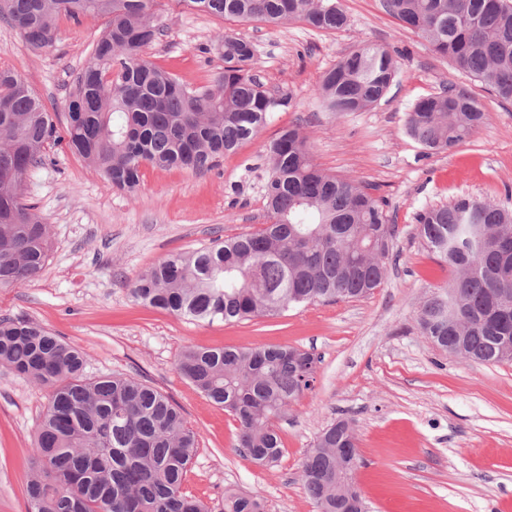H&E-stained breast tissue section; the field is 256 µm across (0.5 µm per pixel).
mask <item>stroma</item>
Segmentation results:
<instances>
[{
    "label": "stroma",
    "mask_w": 512,
    "mask_h": 512,
    "mask_svg": "<svg viewBox=\"0 0 512 512\" xmlns=\"http://www.w3.org/2000/svg\"><path fill=\"white\" fill-rule=\"evenodd\" d=\"M342 6L347 26L326 32L298 21H227L155 0L164 33L144 48L145 58L187 86H203L224 67L211 46L229 31L255 45L252 72L265 90L290 95L292 105L211 171L143 167L135 197L113 190L70 152L50 148L47 162L28 173L24 194L46 218L52 249L37 280L0 288V317L37 321L78 346L88 377L124 374L168 395L198 439L183 489L211 512H222L228 489L259 495L265 512H315L299 464L340 418L357 439L354 481L368 512H512V362L472 364L422 335L417 310L451 273L416 231L418 212L452 199L503 201L512 186V103L434 54L380 0ZM59 27L56 43L35 51L0 23V68L61 114L102 26L63 20ZM364 42L397 54L385 97L338 119L320 112L313 90L323 73ZM449 83L468 88L489 120L452 152L428 155L407 134L406 114ZM288 126L303 132L320 168L368 183L385 199L396 236L382 287L362 299L303 304L232 324L188 321L135 301L137 275L168 254L266 223L265 146ZM265 345L298 347L320 359L312 390L277 423L283 454L270 468L239 455L233 416L176 366L187 346ZM45 404L43 389L0 367V512L26 510L28 462Z\"/></svg>",
    "instance_id": "stroma-1"
}]
</instances>
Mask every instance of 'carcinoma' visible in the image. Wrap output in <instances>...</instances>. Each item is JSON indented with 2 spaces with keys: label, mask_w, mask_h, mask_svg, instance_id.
<instances>
[{
  "label": "carcinoma",
  "mask_w": 512,
  "mask_h": 512,
  "mask_svg": "<svg viewBox=\"0 0 512 512\" xmlns=\"http://www.w3.org/2000/svg\"><path fill=\"white\" fill-rule=\"evenodd\" d=\"M153 0H0V21L25 43H55L62 19L103 21L92 62L75 79L65 120L55 123L25 82L0 69V287L36 279L51 250L46 219L24 201L23 182L61 146L112 187L134 196L141 168L209 171L291 106L250 74L255 46L234 34L217 42L224 72L183 84L142 57L161 35ZM229 20L300 21L323 31L347 24L340 0H178ZM383 10L504 102H512V0H381ZM398 62L363 44L327 70L314 96L342 116L385 96ZM489 119L455 84L420 98L407 130L424 149L450 150ZM269 223L255 232L167 255L133 282L145 306L196 322L279 316L313 302L359 299L381 287L395 225L370 187L312 161L306 138L287 127L266 148ZM428 251L455 273L418 310L422 332L448 354L478 364L512 361V207L460 197L417 214ZM319 358L290 346L184 348L178 369L238 422L236 448L259 466L282 455L273 420L312 388ZM0 366L47 391L35 431L26 512H211L183 491L195 433L160 390L131 376L84 377L82 351L30 319L0 318ZM355 447L340 419L301 463L316 512H345L357 467L336 479V449ZM224 512H263L261 499L224 494Z\"/></svg>",
  "instance_id": "1"
}]
</instances>
